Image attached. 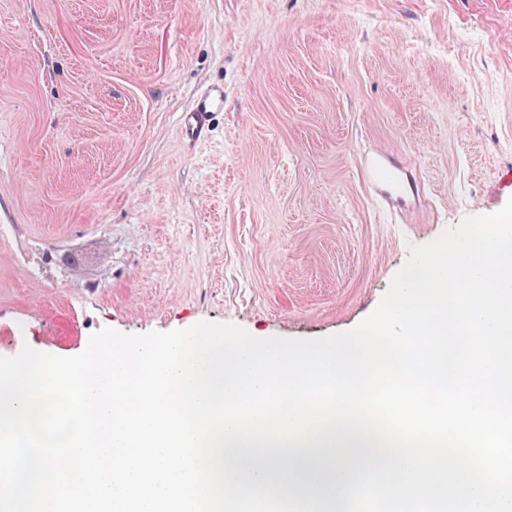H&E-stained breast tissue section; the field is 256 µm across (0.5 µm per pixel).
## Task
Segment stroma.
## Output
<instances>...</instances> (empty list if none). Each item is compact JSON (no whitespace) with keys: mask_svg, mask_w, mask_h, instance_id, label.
<instances>
[{"mask_svg":"<svg viewBox=\"0 0 512 512\" xmlns=\"http://www.w3.org/2000/svg\"><path fill=\"white\" fill-rule=\"evenodd\" d=\"M384 147L417 197L373 187ZM510 170L512 0H0V357L348 331ZM224 109V86L213 84L194 100L192 107L182 116V130L186 137L199 139L215 112Z\"/></svg>","mask_w":512,"mask_h":512,"instance_id":"stroma-1","label":"stroma"}]
</instances>
